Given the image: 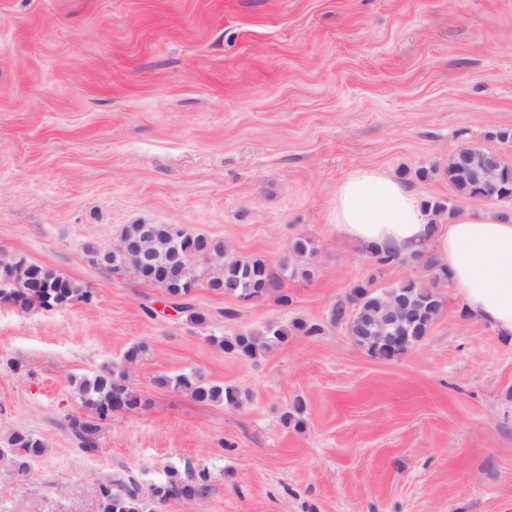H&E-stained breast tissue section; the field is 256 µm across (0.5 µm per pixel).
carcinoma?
I'll return each instance as SVG.
<instances>
[{
  "mask_svg": "<svg viewBox=\"0 0 512 512\" xmlns=\"http://www.w3.org/2000/svg\"><path fill=\"white\" fill-rule=\"evenodd\" d=\"M484 157L490 173L489 183L475 184L451 164L448 165V180L461 195L495 201L512 199V167L502 164L493 154L486 153ZM118 239L129 242L131 248L113 249L88 243L84 251L90 261L101 268L111 273L121 271L130 274L163 289L174 299L189 295L197 285L199 274L196 265L192 264L180 279L167 278L165 271L169 257L174 252L191 248L203 254L200 261L218 266V273L209 280V287L213 290L241 301L258 300L268 295L276 296V301L283 306L291 301L284 290L282 278L286 267L275 269L259 257H230L226 255L222 242L191 232L181 224H154L149 233L144 231L142 224H125L118 233ZM366 254L379 270L406 261V257L378 247L367 249ZM413 259L427 272V278H409L382 289L374 288L371 281L359 283L329 312V323L343 327L351 340L373 359L392 361L417 346L444 306L440 288L448 282L447 268L430 251L415 254ZM392 296L405 298L415 311V317L407 325L406 335L398 344L373 327ZM91 298L88 290L48 267L0 259L1 302H9L28 311L34 307L46 310L59 308L79 299L89 302ZM292 331L312 335L320 328L304 322H294L289 328L268 324L261 330L241 331L230 338L214 336L212 340L218 341L226 352L252 359L272 345L286 341ZM161 383H172L201 402L217 401L228 406L240 403L236 389L205 384L194 375L179 374L174 378H163ZM78 394L85 414L70 416L68 428L79 448L89 455L100 450L103 421L114 413L142 405V399L130 387L123 369H108L91 378L81 379ZM44 452L45 443L40 438L30 433L15 432L7 438L6 446L0 448V458L7 461L11 471L23 474ZM210 489V473L205 469H190L185 476L175 471L167 473L164 482L150 487V494L153 499L164 502L170 498L203 496ZM99 497L101 512H143L139 489L133 482L120 486L118 490L110 482L102 483L99 485Z\"/></svg>",
  "mask_w": 512,
  "mask_h": 512,
  "instance_id": "1",
  "label": "carcinoma"
}]
</instances>
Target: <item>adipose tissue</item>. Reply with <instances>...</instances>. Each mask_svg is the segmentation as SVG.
Instances as JSON below:
<instances>
[{
  "label": "adipose tissue",
  "mask_w": 512,
  "mask_h": 512,
  "mask_svg": "<svg viewBox=\"0 0 512 512\" xmlns=\"http://www.w3.org/2000/svg\"><path fill=\"white\" fill-rule=\"evenodd\" d=\"M331 216L337 233L362 248L402 255L431 250L470 315L512 336V219L482 210L434 223L398 179L367 167L351 170L337 185Z\"/></svg>",
  "instance_id": "adipose-tissue-1"
}]
</instances>
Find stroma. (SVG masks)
Returning a JSON list of instances; mask_svg holds the SVG:
<instances>
[{"instance_id":"35a3bbf8","label":"stroma","mask_w":512,"mask_h":512,"mask_svg":"<svg viewBox=\"0 0 512 512\" xmlns=\"http://www.w3.org/2000/svg\"><path fill=\"white\" fill-rule=\"evenodd\" d=\"M512 0H0V257L52 267L91 302H0V443L42 439L28 475L0 462V512H100L99 485L141 489L205 469L208 494L146 512H512V339L471 318L452 286L426 337L369 357L328 322L379 270L330 219L351 170H384L422 201L512 217V200L459 195L450 155L473 145L512 166ZM125 224H181L226 253L294 266L291 297L250 303L205 279L187 301L109 273L85 242ZM235 318H225V311ZM300 319L254 359L217 337ZM147 346L125 364L133 344ZM125 369L138 409L84 454L66 429L75 382ZM236 388L199 402L162 376ZM303 401L301 427L282 415Z\"/></svg>"}]
</instances>
